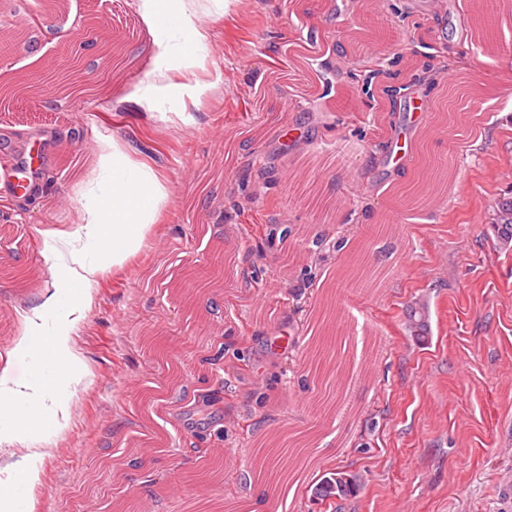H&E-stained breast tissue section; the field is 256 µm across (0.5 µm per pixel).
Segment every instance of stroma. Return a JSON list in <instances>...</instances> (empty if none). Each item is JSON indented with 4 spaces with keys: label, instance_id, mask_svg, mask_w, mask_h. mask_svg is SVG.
<instances>
[{
    "label": "stroma",
    "instance_id": "1",
    "mask_svg": "<svg viewBox=\"0 0 512 512\" xmlns=\"http://www.w3.org/2000/svg\"><path fill=\"white\" fill-rule=\"evenodd\" d=\"M17 11L45 35L37 51L19 47L0 84L47 74L75 52L102 67L107 44L112 73L56 106L50 87L0 101V166L34 160L42 186L36 198L0 184V369L52 283L44 235L74 230L97 175L83 143H127L169 191L139 253L90 289L64 292L63 306L92 304L71 335L77 410L39 463L35 512H75L85 497L98 512L119 499L133 512H207L243 498L269 512L249 469L266 432L318 437L319 459L281 512H512V240L492 223L496 202L512 196V93H487L468 115L472 130L438 132L397 160L391 140L411 132L413 114L360 90L371 71L395 69L441 122L449 53L490 83L512 70V15L499 0H448L442 17L415 0H386L378 17L359 0H231L204 18L210 50L199 86L170 90L176 114L135 103L157 51L138 0H0V26ZM481 14L498 15L509 52L474 40L469 21ZM345 88L359 111L340 105ZM423 152L450 156L454 179L436 202L404 210L380 287L333 302L351 331L330 326L347 350L327 362L355 359L349 411L315 415L327 392L309 371L314 320L355 263L362 227L380 224ZM311 189L330 205L327 219ZM279 224L300 238L324 225L328 245L282 262L266 243ZM421 307L429 330L419 338L409 312ZM221 348L214 374L201 359ZM202 448L221 449L223 479L200 476ZM343 471L358 477L357 493L317 498L323 477Z\"/></svg>",
    "mask_w": 512,
    "mask_h": 512
}]
</instances>
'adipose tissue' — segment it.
<instances>
[{
	"instance_id": "1",
	"label": "adipose tissue",
	"mask_w": 512,
	"mask_h": 512,
	"mask_svg": "<svg viewBox=\"0 0 512 512\" xmlns=\"http://www.w3.org/2000/svg\"><path fill=\"white\" fill-rule=\"evenodd\" d=\"M140 11L158 32V51L153 80L136 103L146 112L164 106L178 111V102L163 93L175 78L195 79L208 31L192 0H172L163 13L156 0H140ZM98 166L100 177L75 234L54 235L46 245L44 257L56 273L53 291L26 312L27 334L11 351L15 367L0 370V441L13 445L0 459V512H33L37 464L55 450L71 421L78 356L69 345L70 328L56 321L63 284L88 286L106 268H122L140 251L168 199L157 174L130 162L120 142Z\"/></svg>"
}]
</instances>
